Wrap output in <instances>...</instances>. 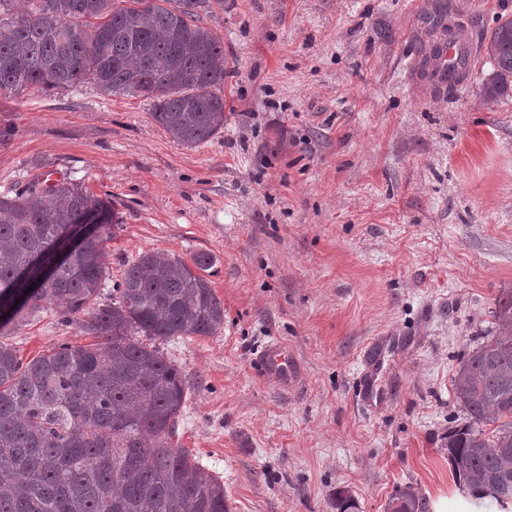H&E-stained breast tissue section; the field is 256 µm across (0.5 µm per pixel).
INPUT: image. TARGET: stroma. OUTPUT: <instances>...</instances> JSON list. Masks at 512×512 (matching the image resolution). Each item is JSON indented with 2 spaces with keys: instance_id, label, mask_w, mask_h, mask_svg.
<instances>
[{
  "instance_id": "obj_1",
  "label": "stroma",
  "mask_w": 512,
  "mask_h": 512,
  "mask_svg": "<svg viewBox=\"0 0 512 512\" xmlns=\"http://www.w3.org/2000/svg\"><path fill=\"white\" fill-rule=\"evenodd\" d=\"M441 0H223L224 127L195 148L152 102L95 84L0 97V195L54 175L105 200L112 279L145 252L211 254L214 336L159 342L193 388L179 444L224 485L227 512H387L412 486L426 512H472L446 437L465 423L452 376L493 335L512 291V96L489 99L478 36L512 0H451L465 80L437 89L421 46ZM400 337L356 393L371 337ZM30 359L90 338L53 312L18 323ZM289 383L255 362L272 342Z\"/></svg>"
}]
</instances>
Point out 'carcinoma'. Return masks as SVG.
Returning <instances> with one entry per match:
<instances>
[{
    "mask_svg": "<svg viewBox=\"0 0 512 512\" xmlns=\"http://www.w3.org/2000/svg\"><path fill=\"white\" fill-rule=\"evenodd\" d=\"M0 0V96L29 89L67 90L85 81L106 94H141L152 119L179 146L193 148L224 128V40L199 24L210 0H30L21 16ZM492 72L491 98L512 89V18L481 37ZM425 60L448 83L468 74V51ZM94 240L56 267L38 293L0 320V512H227L224 484L186 448L172 443L191 385L155 340L214 336L224 302L192 264L143 253L112 285L103 263L109 205L67 181L35 179L0 196V303L24 293L28 279L53 261L61 233L88 216ZM51 305L96 341L61 344L25 362L10 325ZM497 329L460 362L456 402L470 422L448 431L454 480L478 512L512 505V296L497 302ZM494 423L491 433L476 428ZM388 512H425L406 486Z\"/></svg>",
    "mask_w": 512,
    "mask_h": 512,
    "instance_id": "cac0c4a2",
    "label": "carcinoma"
}]
</instances>
